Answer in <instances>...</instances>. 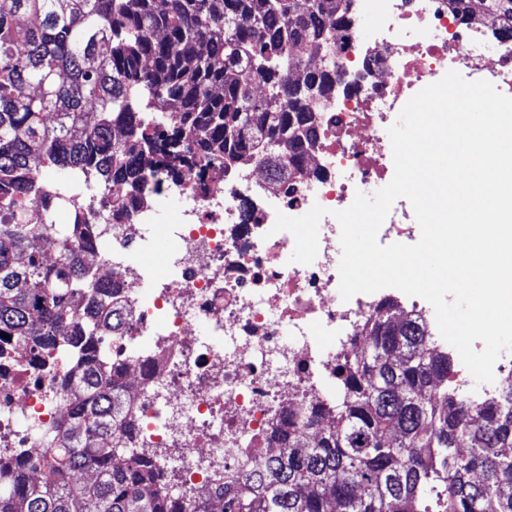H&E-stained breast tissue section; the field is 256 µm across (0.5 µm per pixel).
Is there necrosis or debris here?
Wrapping results in <instances>:
<instances>
[{
  "label": "necrosis or debris",
  "instance_id": "4bbe7bcc",
  "mask_svg": "<svg viewBox=\"0 0 512 512\" xmlns=\"http://www.w3.org/2000/svg\"><path fill=\"white\" fill-rule=\"evenodd\" d=\"M379 37L358 27L336 34V94L314 114L317 138L306 176L275 182L259 160L221 178L192 169L156 175L129 221L106 223L97 195L75 192L66 207L95 246L93 273L110 279L127 322L112 361L132 401L137 455L167 460L188 492L254 468L276 409L325 406L336 367L383 304L422 315L441 342L432 306L386 288L342 301L340 227L334 211L394 175L387 129L407 101L448 71L512 95V42L459 22L448 0H368ZM327 208L313 263L289 262L294 238L273 232L277 212ZM411 203L397 199L377 239L413 244ZM71 365L0 338V454L30 455L65 416ZM456 390L486 399L512 388V352L494 382L459 367Z\"/></svg>",
  "mask_w": 512,
  "mask_h": 512
}]
</instances>
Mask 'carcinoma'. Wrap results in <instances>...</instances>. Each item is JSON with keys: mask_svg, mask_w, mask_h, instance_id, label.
I'll return each mask as SVG.
<instances>
[{"mask_svg": "<svg viewBox=\"0 0 512 512\" xmlns=\"http://www.w3.org/2000/svg\"><path fill=\"white\" fill-rule=\"evenodd\" d=\"M448 4L512 41V0ZM352 6L0 0V334L73 366L63 428L35 456H0V512H512V389L490 402L448 392V351L390 306L336 369L335 407L271 418L277 452L256 476L198 501L170 489L165 462L127 447L136 425L110 349L121 312L87 308L112 283L89 275L80 224L45 220L84 175L116 222L158 169L177 180L209 160L223 175L256 156L273 179L303 176L311 103L336 94L331 40ZM39 238L57 245L55 263Z\"/></svg>", "mask_w": 512, "mask_h": 512, "instance_id": "carcinoma-1", "label": "carcinoma"}]
</instances>
